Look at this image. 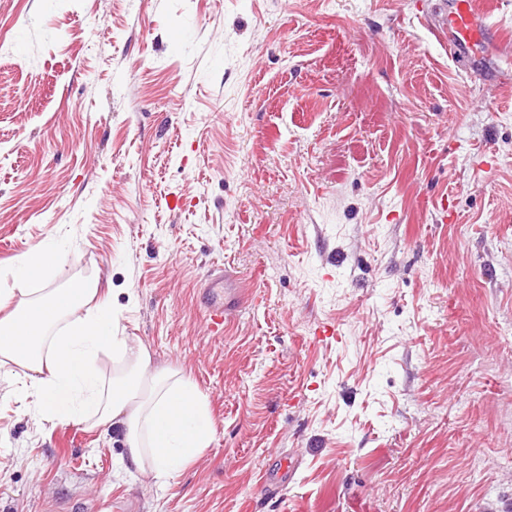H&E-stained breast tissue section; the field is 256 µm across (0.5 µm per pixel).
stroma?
<instances>
[{
	"label": "stroma",
	"mask_w": 512,
	"mask_h": 512,
	"mask_svg": "<svg viewBox=\"0 0 512 512\" xmlns=\"http://www.w3.org/2000/svg\"><path fill=\"white\" fill-rule=\"evenodd\" d=\"M443 2L0 0V289L110 286L214 430L157 483L0 357V512H512V57ZM488 19L489 11L480 0H448L436 30L448 36V46L457 57L484 54L491 40ZM52 265L51 254L43 248H37L26 254L20 264V274L25 279L34 276H46ZM207 286V311L212 331L220 335L224 328V320L234 304V293L231 288H224L227 277L220 270H213Z\"/></svg>",
	"instance_id": "stroma-1"
}]
</instances>
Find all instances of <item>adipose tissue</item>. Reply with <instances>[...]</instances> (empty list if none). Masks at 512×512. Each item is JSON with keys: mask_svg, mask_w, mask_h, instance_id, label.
<instances>
[{"mask_svg": "<svg viewBox=\"0 0 512 512\" xmlns=\"http://www.w3.org/2000/svg\"><path fill=\"white\" fill-rule=\"evenodd\" d=\"M0 318V356L24 362L43 414L124 430L127 459L138 472L166 483L179 477L210 444L213 422L195 384L181 371L151 370L148 349L125 336L97 284L76 283ZM121 369L104 380L100 352Z\"/></svg>", "mask_w": 512, "mask_h": 512, "instance_id": "obj_1", "label": "adipose tissue"}]
</instances>
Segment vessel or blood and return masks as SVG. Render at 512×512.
<instances>
[{
	"label": "vessel or blood",
	"instance_id": "obj_1",
	"mask_svg": "<svg viewBox=\"0 0 512 512\" xmlns=\"http://www.w3.org/2000/svg\"><path fill=\"white\" fill-rule=\"evenodd\" d=\"M438 31L448 37V45L460 58L483 54L490 42L489 12L481 0H447ZM222 271L210 274L207 286V311L213 332H221L224 320L234 303L231 289L225 286Z\"/></svg>",
	"mask_w": 512,
	"mask_h": 512
}]
</instances>
